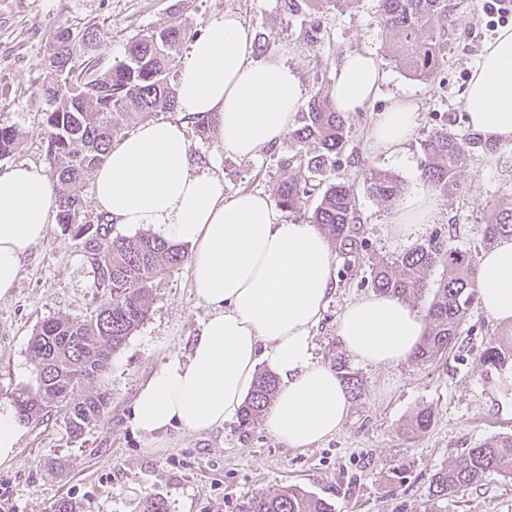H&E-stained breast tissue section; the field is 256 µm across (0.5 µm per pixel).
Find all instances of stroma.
<instances>
[{
	"label": "stroma",
	"mask_w": 512,
	"mask_h": 512,
	"mask_svg": "<svg viewBox=\"0 0 512 512\" xmlns=\"http://www.w3.org/2000/svg\"><path fill=\"white\" fill-rule=\"evenodd\" d=\"M448 5L447 78L433 86L390 59L374 0H341L335 10L314 17L283 13L277 0H0V85L9 88L0 96V125L16 126L24 136L14 155L0 160V172L17 164L50 166L40 88L48 75L51 35L63 26L99 24L105 35L93 53L107 67L124 58L129 38L149 28L173 25L194 37L214 16L232 11L254 41L267 42V56L286 60L306 90L314 71L333 76L346 52L371 53L383 82L362 113L350 119L348 144L327 174L331 181L353 182L362 242L358 253L334 252L336 289L313 330L316 357L333 364L341 350L337 318L348 301L370 293L373 262L436 231L480 257L491 205L512 195V142L495 143L490 151L470 146L458 174L459 191L437 194L434 222L402 240L392 232V207L367 190L375 171L396 176L408 192L421 185L420 141L439 115H447L449 131L473 136L466 90L494 34L486 28L480 0H448ZM313 20L330 30V42L315 47L300 39L302 27ZM396 96L418 105L417 137L401 160L371 155L366 147L375 112ZM187 137L194 161L223 178L225 196L250 191L277 201L286 177L278 160L287 154L289 138L242 159L224 152L217 134L203 140L191 131ZM101 294L77 240L51 224L24 259L14 285L0 291V400H12L35 384L28 356L33 330L50 318L83 319ZM209 315L194 295L189 264L156 280L146 320L91 384L110 396L105 415L77 438L57 411L27 422L15 461L0 465V512H53L63 497L76 512H142L152 497L164 498L170 512H238L244 496L285 485L326 500L333 512H512V479L496 475L464 494L428 498L431 477L442 466L490 439L512 435V390L505 388V375L481 360L504 326L480 306L471 308L453 349L435 363L410 360L388 369L352 364L361 396L352 400L336 435L309 447L283 444L261 418L247 428L233 422L199 434L174 429L164 441H149L129 424L137 394L164 362L188 353ZM425 407L433 409L434 422L426 433H412L410 422Z\"/></svg>",
	"instance_id": "obj_1"
}]
</instances>
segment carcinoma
<instances>
[{
	"instance_id": "1",
	"label": "carcinoma",
	"mask_w": 512,
	"mask_h": 512,
	"mask_svg": "<svg viewBox=\"0 0 512 512\" xmlns=\"http://www.w3.org/2000/svg\"><path fill=\"white\" fill-rule=\"evenodd\" d=\"M340 0H280L281 10L323 13ZM379 23L388 37L389 56L410 76L433 84L447 69L448 0H376ZM101 28L90 25L75 31L61 27L52 38L50 79L42 85L47 102L45 139L47 156L57 182L58 223L70 230L103 288L97 306L80 321L45 320L30 339L29 356L36 365V385L13 396L20 417L37 419L45 411L64 414L75 437L105 413L110 397L76 390L99 376L102 363H110L129 336L148 316L153 283L185 257L182 247L159 236L141 233L133 237L114 233V224L103 214L97 222L85 221L81 199L84 175L97 167L136 124L153 112L176 108L175 81L180 51L187 33L177 26H160L131 39L125 57L108 70L88 53ZM300 36L313 45L331 39L318 24L302 28ZM331 80L314 72L306 108L297 114L291 153L279 160L289 175L278 188L280 204L303 214L302 222L316 224L341 252L358 250L355 196L352 186L335 180L320 189L315 179L335 166L347 143L348 117L334 109ZM198 135L210 134L214 117L206 113L189 118ZM22 133L15 126H0V158L18 150ZM425 155L422 180L448 194L458 190L457 175L466 160L464 142L440 124L421 142ZM322 190L314 207L315 191ZM367 189L390 206L404 192L397 177L375 172ZM503 237H512V199L499 200L490 209L482 243L493 248ZM442 268L426 309L427 332L414 352L417 362H433L458 334L460 324L478 298L477 269L471 252L454 247L433 233L428 239L388 259L371 265V288L403 302H414L430 289L428 276ZM483 363L512 373V330L492 342L482 354ZM336 370L353 397L361 394V382L348 360L336 356ZM274 375L255 376L250 397L241 411L248 427L273 401ZM496 474L512 478V436H499L470 448L458 460L439 469L429 484V496L446 499L458 495ZM239 512H332V505L302 488L290 485L272 492H258L242 501Z\"/></svg>"
}]
</instances>
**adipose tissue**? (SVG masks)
<instances>
[{
	"mask_svg": "<svg viewBox=\"0 0 512 512\" xmlns=\"http://www.w3.org/2000/svg\"><path fill=\"white\" fill-rule=\"evenodd\" d=\"M253 37L232 12L210 20L195 39L176 83V109L209 113L225 152L250 158L292 128L304 100L297 75L279 57L253 56ZM382 74L366 52H348L333 80L336 111L362 110ZM472 130L512 141V27L502 29L474 66L466 96ZM417 106L396 99L367 132L371 154L402 157L417 133ZM94 201L112 223L155 226L162 238L193 248L197 298L210 307L190 353L173 357L141 388L132 426L150 440L170 430L202 433L238 418L255 370L267 361L281 385L268 431L291 448L335 435L350 401L336 370L314 356L312 331L336 288L328 242L317 225L284 220L259 193L225 197L224 182L195 165L183 125L152 121L112 148L97 167ZM56 183L43 168L0 172V290L43 240L56 207ZM433 191H412L391 218L393 231L431 223ZM478 286L484 313L512 323V238L482 254ZM425 332L408 304L370 293L348 302L336 337L356 362L389 368L408 361Z\"/></svg>",
	"mask_w": 512,
	"mask_h": 512,
	"instance_id": "ef3b65f1",
	"label": "adipose tissue"
}]
</instances>
